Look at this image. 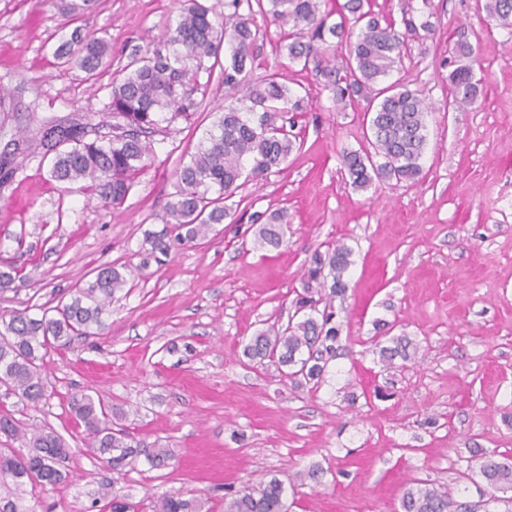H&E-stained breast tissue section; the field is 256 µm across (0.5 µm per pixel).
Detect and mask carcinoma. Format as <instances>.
I'll use <instances>...</instances> for the list:
<instances>
[{
	"label": "carcinoma",
	"instance_id": "carcinoma-1",
	"mask_svg": "<svg viewBox=\"0 0 512 512\" xmlns=\"http://www.w3.org/2000/svg\"><path fill=\"white\" fill-rule=\"evenodd\" d=\"M247 5L248 13L240 12ZM258 11H253V7ZM230 10L225 22L213 19L212 8L201 0H180L175 23L163 35L162 46L135 51L119 77L110 83L107 117L92 123L64 125L45 122L40 145L53 154L50 177L58 182L87 181L104 203L119 208L133 187V179L146 166L155 136L163 126L188 120L198 107L192 95L201 89V76L212 75L214 64L224 57L221 78L224 107L189 162L182 164L178 185L166 206V222L159 231L145 233L146 259L162 262L172 244L192 243L206 236L215 224L231 217L226 201L241 187L243 174L260 182L281 170L300 148L292 133L288 114L309 106L276 73L249 83L242 74L253 59L260 28L254 15L270 16L289 27L282 48L303 67L314 66L334 96L336 109L345 112L365 102L369 115L364 148L341 154L350 185L364 190L376 180L413 182L421 172L420 160L427 145L425 117L429 105L416 91L388 78L399 71L408 55L406 34L392 17L372 9L371 0H344L329 6V0H224ZM486 16L496 26L512 33V0H485ZM348 47L341 65L334 64L336 48ZM110 48L99 37L72 34L62 44L61 56L75 61L92 75L105 64ZM214 63L206 65V61ZM453 104L459 108L475 102L481 80L470 64H460L449 74ZM19 144L0 154V187L10 183L20 166ZM256 241L277 248L283 243L284 216L259 213ZM351 249L343 244L325 252L315 251L307 269L305 295L296 300L299 319L272 326L254 336L244 347L252 361L268 360L287 369L285 375L319 387L327 364L336 358L340 328L334 322V299L346 289L344 274ZM23 268L0 270V288L24 281ZM128 283L125 268L106 265L94 280L73 292L70 301L33 316L25 308L0 313V388L18 401L36 405L46 398L40 350L65 345L74 336H90L105 328L106 307ZM412 340L395 336L379 347L383 366L411 359ZM69 409L84 426L90 448L112 473L144 458L153 468H162L174 457L170 448H155L135 439L112 424V408L87 394L73 396ZM0 435L22 438L27 450L0 448V487L31 489L55 486L69 477L67 462L72 450L60 435L49 429L27 433L22 422L0 415ZM478 474L497 493L512 490V463L493 451H477ZM288 488L276 478L257 485L229 489L224 512H288ZM197 500L164 496L153 512H200ZM400 512H469L453 499L448 488L419 483L405 489Z\"/></svg>",
	"mask_w": 512,
	"mask_h": 512
}]
</instances>
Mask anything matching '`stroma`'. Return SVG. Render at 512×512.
<instances>
[{"label":"stroma","instance_id":"35a3bbf8","mask_svg":"<svg viewBox=\"0 0 512 512\" xmlns=\"http://www.w3.org/2000/svg\"><path fill=\"white\" fill-rule=\"evenodd\" d=\"M0 0V83L8 116L0 148L31 140L46 118L98 122L109 84L138 48L174 24L179 0ZM484 0H372L375 11L411 17L400 77L431 105L421 173L410 183L353 189L343 150L366 144L362 110L337 111L313 69L280 48L284 26L257 17L262 34L246 78L276 72L299 95L303 141L283 169L230 199L235 223L144 262L141 245L161 229L181 161L194 153L224 103L213 72L190 120L160 135L154 155L119 209L87 182L60 183L50 161L29 155L0 188V259L27 278L0 291V311L56 305L105 264L134 273L96 336L49 351L47 397L26 406L0 394V414L52 428L73 456L67 482L17 500L22 512H99L92 501L116 481L118 499L196 498L224 512L227 488L276 478L297 484L289 512H398L405 488L442 484L474 512H512L489 501L475 449L512 461V34L490 25ZM431 30H422V22ZM105 39L111 65L87 77L57 48L73 32ZM466 40L481 80L477 101L449 108L448 46ZM282 210L284 242H254L251 216ZM352 250L346 291L336 297L341 349L316 389L296 386L243 348L273 322L287 323L314 251ZM411 337L417 351L387 370L377 343ZM88 394L119 412V425L169 447V465L138 461L120 478L85 448L68 411ZM320 482L298 485L309 467Z\"/></svg>","mask_w":512,"mask_h":512}]
</instances>
